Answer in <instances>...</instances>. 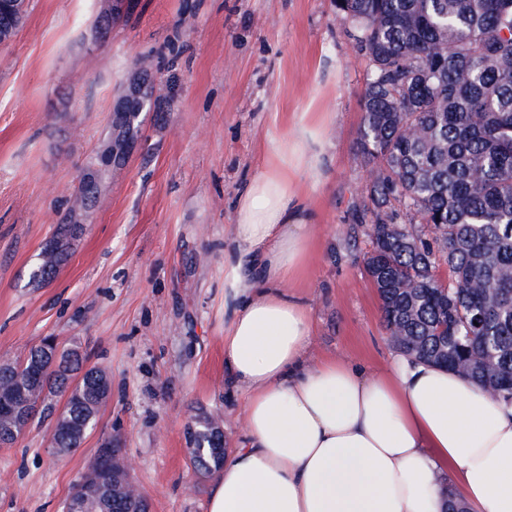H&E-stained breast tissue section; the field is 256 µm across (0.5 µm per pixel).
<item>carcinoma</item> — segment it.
I'll use <instances>...</instances> for the list:
<instances>
[{"label":"carcinoma","mask_w":512,"mask_h":512,"mask_svg":"<svg viewBox=\"0 0 512 512\" xmlns=\"http://www.w3.org/2000/svg\"><path fill=\"white\" fill-rule=\"evenodd\" d=\"M354 27L368 63L358 149L372 174L355 209L371 248L361 259L378 286L382 319L398 350L493 384L512 401V0H332ZM52 368L40 343L0 369V400L25 404L47 385L40 413L55 416L52 447H81L105 399L77 348ZM68 396L61 412L53 398ZM194 471L224 463L217 417L188 423ZM98 448L68 497L82 512H147L123 457L119 478L100 477Z\"/></svg>","instance_id":"cac0c4a2"}]
</instances>
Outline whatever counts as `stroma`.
<instances>
[{"label": "stroma", "instance_id": "obj_1", "mask_svg": "<svg viewBox=\"0 0 512 512\" xmlns=\"http://www.w3.org/2000/svg\"><path fill=\"white\" fill-rule=\"evenodd\" d=\"M26 0L0 46V360L43 337L78 345L111 396L66 460L53 424L34 419L0 449V512H61L103 437L138 463L150 512H206L213 477L189 463L193 413L244 435L245 395L224 366V255L235 205L298 121L320 124L322 164L296 176L314 220L291 290L309 307L313 361L384 373L394 350L351 235L367 193L357 148L367 63L331 0ZM149 95L109 187L54 278L31 271L69 223L80 180L134 85Z\"/></svg>", "mask_w": 512, "mask_h": 512}]
</instances>
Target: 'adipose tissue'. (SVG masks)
Wrapping results in <instances>:
<instances>
[{"instance_id":"obj_1","label":"adipose tissue","mask_w":512,"mask_h":512,"mask_svg":"<svg viewBox=\"0 0 512 512\" xmlns=\"http://www.w3.org/2000/svg\"><path fill=\"white\" fill-rule=\"evenodd\" d=\"M322 153L298 122L238 198L224 364L246 395L245 436L207 512H442L449 493L466 512H512V403L402 354L380 376L309 364L311 312L286 286L312 222L294 175Z\"/></svg>"}]
</instances>
